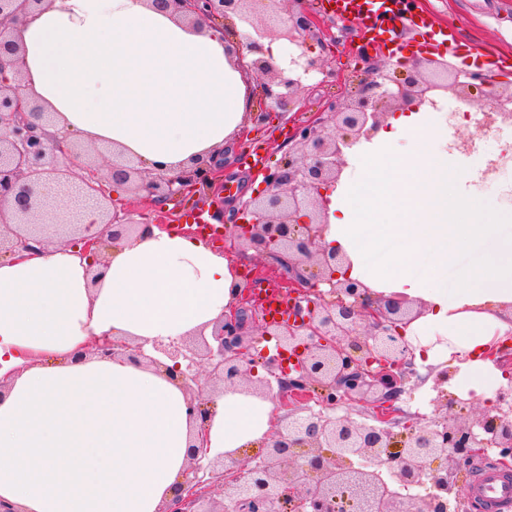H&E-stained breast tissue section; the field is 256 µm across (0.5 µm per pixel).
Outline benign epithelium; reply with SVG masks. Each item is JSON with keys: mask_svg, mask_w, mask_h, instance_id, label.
I'll use <instances>...</instances> for the list:
<instances>
[{"mask_svg": "<svg viewBox=\"0 0 512 512\" xmlns=\"http://www.w3.org/2000/svg\"><path fill=\"white\" fill-rule=\"evenodd\" d=\"M44 2L0 0V75L15 64L19 53L18 44L7 37V26L36 14ZM152 4L193 23L234 17L253 30L246 36L252 55L247 70L257 76L253 97L258 106L249 112L253 129L244 130L245 136L269 123L272 108L294 105L304 79H340L334 61L308 45L310 40L320 45L336 42L312 0ZM271 37L303 51L282 67L265 48L264 40ZM360 60L357 87L289 129L283 158L263 173L264 190L226 219L237 246L267 258L288 280L297 306L286 322H264L263 335L278 337L291 365L285 367L278 356L265 361L279 383L276 410L286 414L277 418L259 462L237 458L228 464L222 456L211 458L205 435L208 392L252 385L247 368L252 337L245 319L252 283H244L239 303L215 324L213 342L196 343L183 336L172 344L154 345L173 362L166 370L189 395V417L200 427L197 441L190 445L187 495H177L163 512H279L284 504L297 512H334L342 499L356 504L359 512H448L450 502L454 512H462L458 475L471 460L494 449L500 463L512 462V387L498 391L495 403L467 423L458 420L459 400L454 397L446 399L442 415L428 425L400 420L395 402L406 380L416 374L400 334L414 319L412 309L400 299L374 301L358 283L339 279L344 257L323 244L328 223L323 191L338 181L346 150L370 139L382 126L387 109L421 104L434 91L483 89L489 105L484 121L512 125V90L500 91V82L490 74L450 71L447 62L434 56L410 67L389 58L374 62L365 54ZM50 122L51 113L25 98L20 83L0 80V257L42 246L48 228L61 241L83 245L86 254H99L109 242L135 236L141 225L112 208V183L126 186L151 211L159 202L192 198L221 177L217 163L196 162L172 177L144 171L136 160L124 157L113 161L104 177L76 146L66 148L46 133ZM61 154L80 160L85 171L82 191L90 195L102 224L96 234H87L83 211L62 213L53 204L52 194H60L64 187ZM322 284L329 290H320ZM92 348L101 358L121 356L139 365L158 364L142 345L110 336L99 337ZM201 361L209 369L205 381L196 371ZM372 387L379 388L380 395L371 403V424L348 416H299L288 411L315 394L318 403L334 407ZM401 424L408 432H394ZM426 475L436 493L408 494L423 484ZM215 485L221 486V500L213 498L207 508H200Z\"/></svg>", "mask_w": 512, "mask_h": 512, "instance_id": "benign-epithelium-1", "label": "benign epithelium"}]
</instances>
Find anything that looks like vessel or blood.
I'll return each mask as SVG.
<instances>
[{
	"label": "vessel or blood",
	"mask_w": 512,
	"mask_h": 512,
	"mask_svg": "<svg viewBox=\"0 0 512 512\" xmlns=\"http://www.w3.org/2000/svg\"><path fill=\"white\" fill-rule=\"evenodd\" d=\"M337 16L354 18L371 49L382 52L399 51L395 40L398 28L412 26L421 34L426 47L437 49L453 39L448 27H438L426 13L414 17L402 15L397 7L399 0H331ZM474 501L483 512H505L512 507V476L492 466L476 469L469 486Z\"/></svg>",
	"instance_id": "obj_1"
}]
</instances>
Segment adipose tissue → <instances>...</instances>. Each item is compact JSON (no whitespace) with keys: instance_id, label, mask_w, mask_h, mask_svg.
Masks as SVG:
<instances>
[{"instance_id":"ef3b65f1","label":"adipose tissue","mask_w":512,"mask_h":512,"mask_svg":"<svg viewBox=\"0 0 512 512\" xmlns=\"http://www.w3.org/2000/svg\"><path fill=\"white\" fill-rule=\"evenodd\" d=\"M22 91L56 133L118 148L178 174L221 160L249 123L247 85L224 28L190 25L149 0H50L14 23ZM329 196L327 246L374 297L421 308L405 329L416 364L448 391L494 401L512 368L488 356L512 338V210L470 196L448 120L400 112L354 150ZM100 270L91 282L92 270ZM240 274L224 254L150 228L97 262L67 244L0 259V503L16 512H162L197 434L162 367L84 356L109 334L151 349L211 334ZM211 456L240 457L273 427L275 404L244 388L213 394Z\"/></svg>"}]
</instances>
